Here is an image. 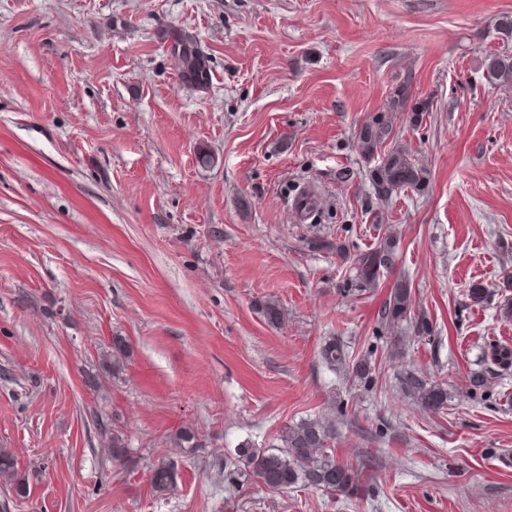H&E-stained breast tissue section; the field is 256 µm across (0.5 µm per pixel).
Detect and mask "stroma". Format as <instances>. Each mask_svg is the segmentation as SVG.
<instances>
[{
  "instance_id": "1",
  "label": "stroma",
  "mask_w": 512,
  "mask_h": 512,
  "mask_svg": "<svg viewBox=\"0 0 512 512\" xmlns=\"http://www.w3.org/2000/svg\"><path fill=\"white\" fill-rule=\"evenodd\" d=\"M505 16L512 0H0V448L30 483L0 482V512H512V369L469 384L512 346V88L483 67L512 52ZM162 26L211 54L209 90L181 84ZM408 70L434 110L396 132L429 185L380 210L436 336L396 353L374 333L395 273L341 296L345 264L312 242L377 236L353 133ZM307 185L328 220L287 206ZM332 339L373 352L374 387L327 368ZM408 368L445 410L398 390ZM318 417L357 494L226 475L242 444ZM184 428L199 447H174ZM399 387L425 410L440 412L448 406V390L436 381H430L415 370H406L399 378ZM152 487L159 493L171 492L177 484L179 472L177 465L170 459H159L151 466Z\"/></svg>"
}]
</instances>
